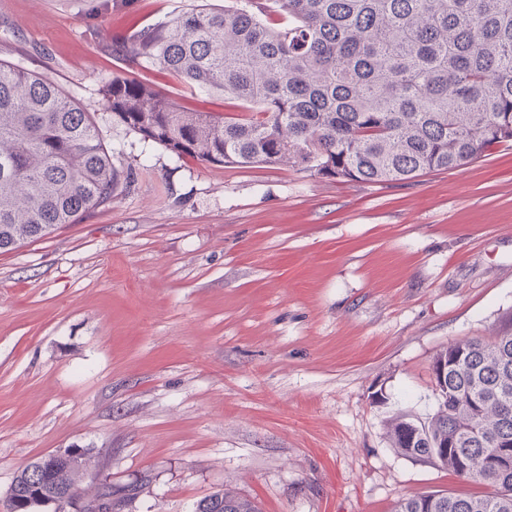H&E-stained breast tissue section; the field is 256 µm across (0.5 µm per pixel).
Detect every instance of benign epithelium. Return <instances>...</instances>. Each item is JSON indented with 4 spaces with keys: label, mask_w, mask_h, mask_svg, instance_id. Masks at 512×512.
<instances>
[{
    "label": "benign epithelium",
    "mask_w": 512,
    "mask_h": 512,
    "mask_svg": "<svg viewBox=\"0 0 512 512\" xmlns=\"http://www.w3.org/2000/svg\"><path fill=\"white\" fill-rule=\"evenodd\" d=\"M73 464L78 466L75 477L80 482L88 466V452L85 449L67 448L40 456L30 467V472L41 476L59 474L60 479L52 493L22 503L10 492L6 497L7 512H25L27 509L31 512H112L111 484L103 477L95 482L87 495H73L72 487L64 482Z\"/></svg>",
    "instance_id": "benign-epithelium-1"
}]
</instances>
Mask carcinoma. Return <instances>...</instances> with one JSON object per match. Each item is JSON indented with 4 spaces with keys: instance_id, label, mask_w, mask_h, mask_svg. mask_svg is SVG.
Returning <instances> with one entry per match:
<instances>
[{
    "instance_id": "obj_1",
    "label": "carcinoma",
    "mask_w": 512,
    "mask_h": 512,
    "mask_svg": "<svg viewBox=\"0 0 512 512\" xmlns=\"http://www.w3.org/2000/svg\"><path fill=\"white\" fill-rule=\"evenodd\" d=\"M118 50L238 103L201 112L120 75L108 110L146 143L207 164L299 167L383 183L456 169L512 140V0H230L135 23ZM135 181L88 112L51 78L0 61V252L38 240ZM436 412L398 413L400 455L479 483L482 495L422 493L393 512H512V317L456 341ZM38 489L20 471L19 492ZM194 512H260L229 489Z\"/></svg>"
}]
</instances>
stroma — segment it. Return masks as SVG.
I'll use <instances>...</instances> for the list:
<instances>
[{"label":"stroma","instance_id":"35a3bbf8","mask_svg":"<svg viewBox=\"0 0 512 512\" xmlns=\"http://www.w3.org/2000/svg\"><path fill=\"white\" fill-rule=\"evenodd\" d=\"M224 0H0V60L55 80L135 180L0 254V512L42 454L88 448L119 512H392L464 485L398 455L388 420L436 410L431 363L512 314V144L367 184L211 165L107 110L115 75L207 112L235 102L112 45ZM223 504L222 510L216 509ZM194 512H260L255 502L243 498L229 489L214 491L200 500Z\"/></svg>","mask_w":512,"mask_h":512}]
</instances>
